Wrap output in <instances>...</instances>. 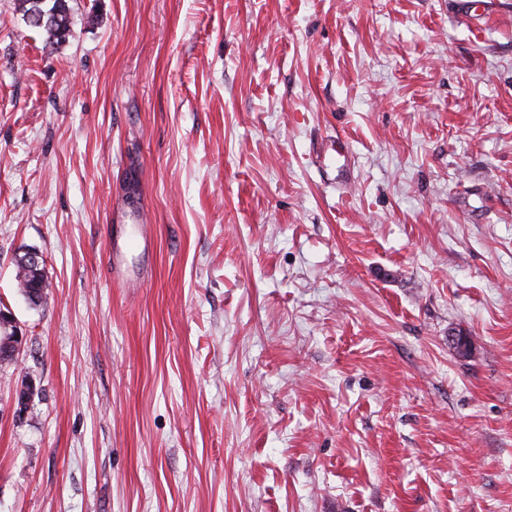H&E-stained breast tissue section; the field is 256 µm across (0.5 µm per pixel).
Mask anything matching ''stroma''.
<instances>
[{"instance_id": "35a3bbf8", "label": "stroma", "mask_w": 512, "mask_h": 512, "mask_svg": "<svg viewBox=\"0 0 512 512\" xmlns=\"http://www.w3.org/2000/svg\"><path fill=\"white\" fill-rule=\"evenodd\" d=\"M69 6L0 0V512H512V0ZM24 21L41 30L50 45L62 43L71 34L72 17L69 0H16ZM42 15L45 22L40 23ZM125 241L112 238L108 249L107 263L110 279L113 283L119 282L124 277L122 258L124 254ZM1 322L6 326L11 327L13 331L11 347L3 350L2 352L0 351V359L1 362L4 363L10 360H16L21 351L23 335L21 334V331L16 325L13 317L3 311L0 312V323Z\"/></svg>"}]
</instances>
